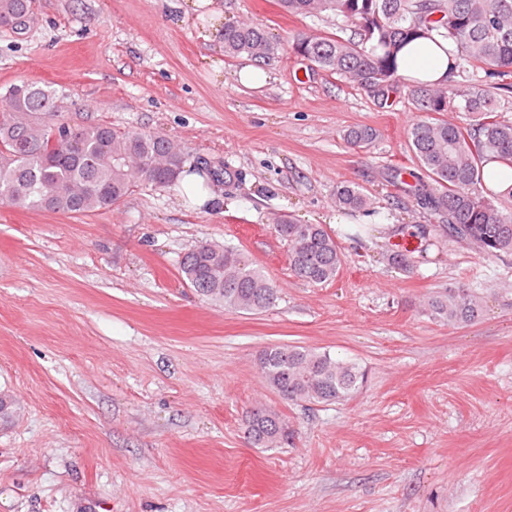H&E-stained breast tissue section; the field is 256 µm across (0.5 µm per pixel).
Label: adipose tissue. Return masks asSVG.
Segmentation results:
<instances>
[{
	"label": "adipose tissue",
	"mask_w": 512,
	"mask_h": 512,
	"mask_svg": "<svg viewBox=\"0 0 512 512\" xmlns=\"http://www.w3.org/2000/svg\"><path fill=\"white\" fill-rule=\"evenodd\" d=\"M397 63L401 76L433 84L445 80L455 63V56L448 43L418 39L400 49Z\"/></svg>",
	"instance_id": "1"
}]
</instances>
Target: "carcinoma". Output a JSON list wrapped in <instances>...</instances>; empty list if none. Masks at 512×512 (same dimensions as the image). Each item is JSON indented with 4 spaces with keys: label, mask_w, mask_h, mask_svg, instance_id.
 Segmentation results:
<instances>
[{
    "label": "carcinoma",
    "mask_w": 512,
    "mask_h": 512,
    "mask_svg": "<svg viewBox=\"0 0 512 512\" xmlns=\"http://www.w3.org/2000/svg\"><path fill=\"white\" fill-rule=\"evenodd\" d=\"M289 14L332 12L354 28L360 40L338 35L303 34L285 44L270 38L253 22L223 27L224 55L271 60L293 51L318 68L365 90L380 102L401 92L397 50L419 38L444 40L456 48V61L484 76L459 93L453 87L457 67L448 80L425 88L408 84L421 116L409 129L418 161L410 173L407 195L420 209L438 218L442 234L469 241L480 252L512 254V188L494 191L484 168L492 160L512 167V123L494 115L499 80L512 75V0H279ZM35 0H0V28L23 33L37 20ZM463 104L455 106L456 97ZM454 108L468 122L444 120ZM376 131L353 127L344 138L370 143ZM188 157L172 140L151 133H121L96 125H72L59 117L55 94L22 81L0 95V205L32 212L87 215L112 207L143 182L156 187L174 184ZM336 207L364 210L370 199L350 183L336 188ZM275 235L288 248V268L312 285L333 282L344 257L336 239L322 224L282 220ZM185 284L226 310L260 313L277 298V288L264 270L243 254L202 243L180 262ZM480 299L467 288H450L431 296L426 310L449 325L471 322ZM266 385L290 404H325L352 397L368 373L357 363L328 350L271 345L258 356ZM244 434L252 445L280 447L293 439L286 418L259 407L250 412Z\"/></svg>",
    "instance_id": "obj_1"
}]
</instances>
